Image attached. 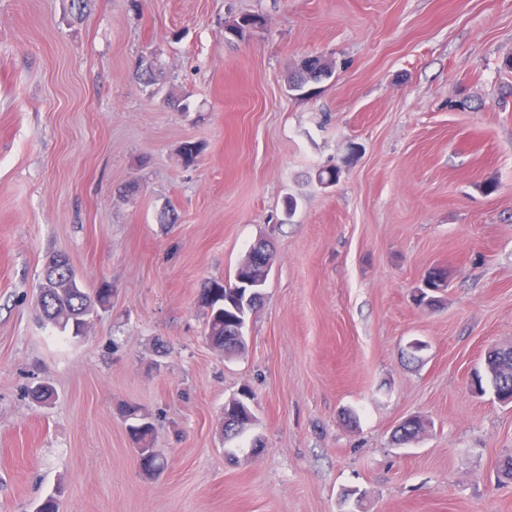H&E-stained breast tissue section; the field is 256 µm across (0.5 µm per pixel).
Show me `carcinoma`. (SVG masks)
<instances>
[{
    "label": "carcinoma",
    "instance_id": "cac0c4a2",
    "mask_svg": "<svg viewBox=\"0 0 512 512\" xmlns=\"http://www.w3.org/2000/svg\"><path fill=\"white\" fill-rule=\"evenodd\" d=\"M265 21L261 15H248L234 19L225 25L227 38L240 39L249 30L246 23ZM332 75V67L323 57H303L288 79V91L301 92L308 85L316 84ZM265 253L263 260L255 257V246H250L234 274L226 280H213L197 296V302L208 311L205 338L214 348L233 354L245 348V330L251 312L257 310L258 294L262 293L272 267L273 248L266 238L259 239ZM448 288V273L441 266L430 268L417 288L414 301L419 306L435 307L442 303V294ZM112 288L103 284L94 293L81 285L70 262L55 269L49 283L38 285L35 306L43 321L59 332L79 338L83 325L90 317L109 308ZM477 391L484 392L489 385L500 398L512 397V348L494 349L487 352L483 374L474 375ZM254 419L252 407L246 402L244 393L224 404V441L232 442L244 436L246 427ZM127 430L138 444L139 467L143 474L154 476L167 465L162 453L152 447L155 424L142 418L136 406L125 411ZM422 419L405 420L394 430L392 440L398 447H405L419 437L424 429Z\"/></svg>",
    "mask_w": 512,
    "mask_h": 512
}]
</instances>
